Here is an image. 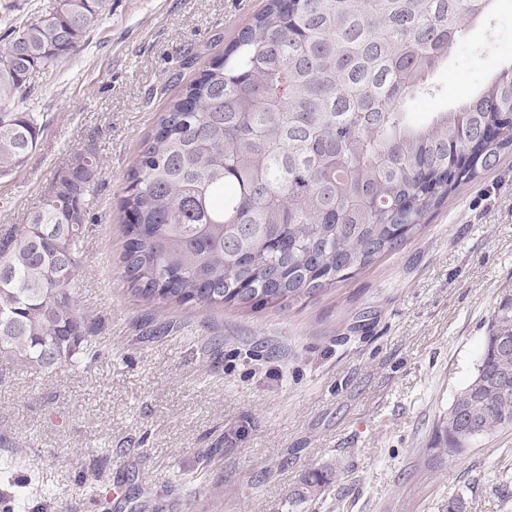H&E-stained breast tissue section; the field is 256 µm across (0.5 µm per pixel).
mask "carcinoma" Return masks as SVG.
Segmentation results:
<instances>
[{"mask_svg":"<svg viewBox=\"0 0 512 512\" xmlns=\"http://www.w3.org/2000/svg\"><path fill=\"white\" fill-rule=\"evenodd\" d=\"M109 0H57L9 27L0 101L71 57ZM491 0H266L185 84L142 144L125 188L123 277L146 303L256 308L310 297L395 249L512 147V76L414 123L402 105ZM492 124L500 139L485 137ZM37 112H0V176L26 162ZM471 161L444 172L454 154ZM99 160L71 157L22 230L0 239V355L52 372L102 356L75 288ZM512 427V284L499 291L472 380L435 432L438 456ZM335 476L307 472L304 502Z\"/></svg>","mask_w":512,"mask_h":512,"instance_id":"cac0c4a2","label":"carcinoma"}]
</instances>
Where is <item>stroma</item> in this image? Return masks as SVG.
<instances>
[{"label": "stroma", "instance_id": "obj_1", "mask_svg": "<svg viewBox=\"0 0 512 512\" xmlns=\"http://www.w3.org/2000/svg\"><path fill=\"white\" fill-rule=\"evenodd\" d=\"M264 0H109L102 24L26 102L43 132L0 176V238L25 224L70 156L100 170L76 293L105 357L44 374L0 358V456L44 492L24 512H512V428L431 463L436 424L476 372L512 277V151L398 248L310 297L252 310L147 304L123 278L121 200L160 113ZM467 53L408 104L453 111L512 67V0L469 22ZM336 470L316 499L293 489Z\"/></svg>", "mask_w": 512, "mask_h": 512}]
</instances>
